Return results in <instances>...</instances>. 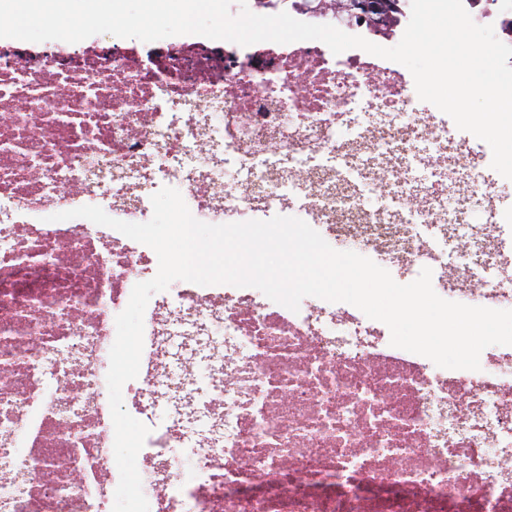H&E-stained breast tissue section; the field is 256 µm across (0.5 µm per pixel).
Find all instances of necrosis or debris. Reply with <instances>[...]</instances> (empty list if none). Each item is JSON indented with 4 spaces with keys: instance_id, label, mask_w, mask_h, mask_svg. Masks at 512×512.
Listing matches in <instances>:
<instances>
[{
    "instance_id": "4bbe7bcc",
    "label": "necrosis or debris",
    "mask_w": 512,
    "mask_h": 512,
    "mask_svg": "<svg viewBox=\"0 0 512 512\" xmlns=\"http://www.w3.org/2000/svg\"><path fill=\"white\" fill-rule=\"evenodd\" d=\"M488 152L396 62L184 35L0 43V512H112L115 319L156 253L84 218L148 221L177 189L209 224L277 215L443 299L512 310V215ZM461 166L464 188L419 169ZM381 188L376 207L366 194ZM479 211L482 224L463 223ZM344 302L174 281L144 313L130 414L149 512H512V346L476 371L391 346Z\"/></svg>"
}]
</instances>
